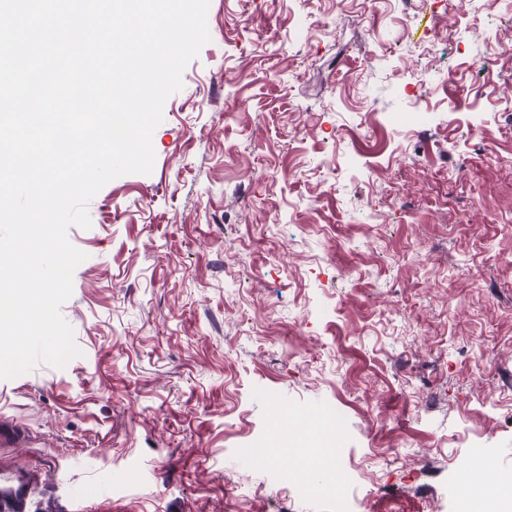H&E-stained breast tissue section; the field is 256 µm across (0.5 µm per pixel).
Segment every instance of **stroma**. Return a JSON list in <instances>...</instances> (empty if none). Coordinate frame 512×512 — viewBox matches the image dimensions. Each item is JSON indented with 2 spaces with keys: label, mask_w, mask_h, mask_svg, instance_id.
<instances>
[{
  "label": "stroma",
  "mask_w": 512,
  "mask_h": 512,
  "mask_svg": "<svg viewBox=\"0 0 512 512\" xmlns=\"http://www.w3.org/2000/svg\"><path fill=\"white\" fill-rule=\"evenodd\" d=\"M209 42L107 183L61 311L82 354L0 379L21 512H457L512 479V0H210ZM281 406V407H282ZM305 460L302 456L295 455L290 458L291 482L293 487L307 495H316L322 493V489L308 484L303 478V468Z\"/></svg>",
  "instance_id": "35a3bbf8"
}]
</instances>
